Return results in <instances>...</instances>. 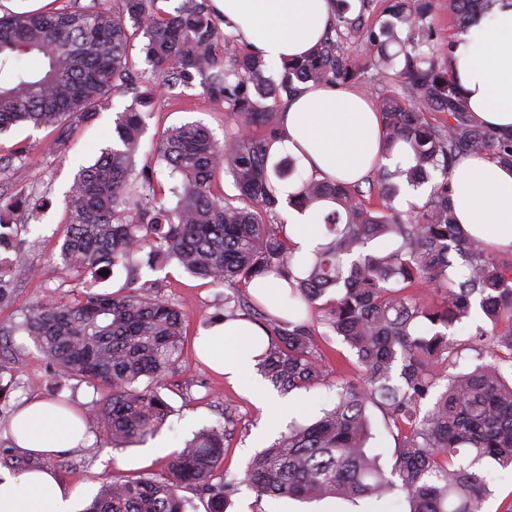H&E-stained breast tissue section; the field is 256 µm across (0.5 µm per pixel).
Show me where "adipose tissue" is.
<instances>
[{
    "label": "adipose tissue",
    "mask_w": 512,
    "mask_h": 512,
    "mask_svg": "<svg viewBox=\"0 0 512 512\" xmlns=\"http://www.w3.org/2000/svg\"><path fill=\"white\" fill-rule=\"evenodd\" d=\"M216 14L267 63L309 52L333 18L332 0H212ZM449 73L478 124L512 129V0L490 18L457 36ZM281 138L274 152L298 158L317 178L362 181L378 166L409 160L406 151L380 153L383 120L364 91L319 85L287 101L280 111ZM452 207L458 223L497 249L512 250V168L484 156L458 164L452 176ZM261 326L248 320L218 323L197 341L199 355L230 381L254 371ZM21 451L46 456L78 447L82 429L72 411L34 400L11 421ZM73 492L47 468L0 478V512H73Z\"/></svg>",
    "instance_id": "adipose-tissue-1"
}]
</instances>
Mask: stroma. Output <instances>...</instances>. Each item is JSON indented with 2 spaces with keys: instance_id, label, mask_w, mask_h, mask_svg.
Wrapping results in <instances>:
<instances>
[{
  "instance_id": "35a3bbf8",
  "label": "stroma",
  "mask_w": 512,
  "mask_h": 512,
  "mask_svg": "<svg viewBox=\"0 0 512 512\" xmlns=\"http://www.w3.org/2000/svg\"><path fill=\"white\" fill-rule=\"evenodd\" d=\"M136 100L132 92L114 96L95 120L78 125L66 145L51 154L46 151L52 139L50 130L17 126L0 134V197L36 193L48 199L36 220H28L21 211L6 216L16 232V240L13 248H0V257L24 262L33 269L35 278L18 283L16 301L0 309V321L20 319L21 308L74 289V281L63 275L57 264L67 223L64 194L78 167L93 163L101 149L109 145L117 113L133 106ZM143 112L146 127L136 165L155 171L162 183L168 180L167 170L158 159L153 142L163 131L196 122L220 138L227 122L223 103L204 95L201 89L188 88L177 94L159 79L154 82L151 102ZM21 144L27 145L29 151L25 160L18 161L12 154ZM164 273L167 285L161 294L178 303L187 324L181 367L162 391L172 413L160 432L146 443L116 449L102 430L94 426L87 429L84 446L50 458V467L73 490L79 510L113 478L161 472L170 453L195 431L222 421L224 411H231L234 426L224 443L220 469L231 478H243L251 457L269 446L286 427L285 421L272 419L266 413L265 400L277 396L278 391L260 373L233 383L209 369L196 355L195 341L205 331L207 320L219 312L224 301L223 289L212 287L173 264ZM0 350L19 360L17 386L6 401L0 402V472L12 474L22 470L25 459L9 432L10 419L19 406L34 397L51 402L63 399L85 413L96 406L99 395L93 387L76 379L57 382L44 356L26 336L0 338ZM407 509L408 504L401 497L388 503L371 500L353 503L336 498L304 503L286 497L260 501L244 486L231 497L226 512H407Z\"/></svg>"
}]
</instances>
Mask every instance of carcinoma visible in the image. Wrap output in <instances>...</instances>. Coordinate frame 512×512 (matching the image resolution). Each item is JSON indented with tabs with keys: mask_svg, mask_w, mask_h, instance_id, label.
I'll use <instances>...</instances> for the list:
<instances>
[{
	"mask_svg": "<svg viewBox=\"0 0 512 512\" xmlns=\"http://www.w3.org/2000/svg\"><path fill=\"white\" fill-rule=\"evenodd\" d=\"M45 6L0 15V132L25 124L52 129V144L69 139L74 125L92 121L112 96L135 89L131 51L168 88L199 87L224 102V141L198 124L162 134L157 156L176 184L165 203L153 175L136 169L144 132L137 108L118 113L112 146L79 169L66 192L67 235L62 268L81 290L29 309L20 322H0V335L29 336L59 379L78 378L103 389L102 404L87 417L114 448L142 443L166 423L161 396L183 358L184 325L175 302L153 296V275L170 263L208 284L227 289L224 319H253L261 304L249 293L268 275L286 283L288 318L261 314L268 333L259 356L261 374L283 391L327 382L326 326L356 358L362 379L336 383L333 406L310 423L294 420L249 462L240 481L217 476L233 423L198 431L170 456L164 472L106 484L84 512H188L182 491L209 492L208 512H226L241 484L256 498L321 500L335 497L387 502L403 495L409 512H482L491 481L482 463L512 471V263L503 265L456 223L449 175L468 155H488L512 167V131L476 124L448 73L449 53L427 47L426 19L433 0H390V19L375 29L352 19L349 0H335L331 33L310 53L282 63L280 80L267 62L220 27L210 0H181L168 12L159 0H89L59 10ZM503 0H448V15L465 31L494 14ZM407 30L390 89L376 93L386 153L404 144L412 164L377 170L369 193L359 184L313 176L284 198L281 182L297 159L271 156L280 139L277 113L265 101L294 97L308 84L339 85L357 78L343 60L344 33L361 34L383 74L396 55L387 47L397 28ZM41 58L36 70L19 56ZM447 113L435 125L428 116ZM237 195L224 197L218 175ZM431 185L424 205L403 215L394 206L401 189ZM314 212L325 235L298 259L280 218L282 204ZM40 197H0V213L32 216ZM374 241L389 247H371ZM123 267L126 291H92L100 272ZM31 269L0 261V308L15 302V284ZM429 287L437 301L423 304ZM325 300L318 306L316 302ZM491 329L472 342L476 364L449 373L460 344L448 331L470 314L473 300ZM317 309L302 315L300 303ZM384 411L394 437V463L386 470L367 448L369 407Z\"/></svg>",
	"mask_w": 512,
	"mask_h": 512,
	"instance_id": "cac0c4a2",
	"label": "carcinoma"
}]
</instances>
